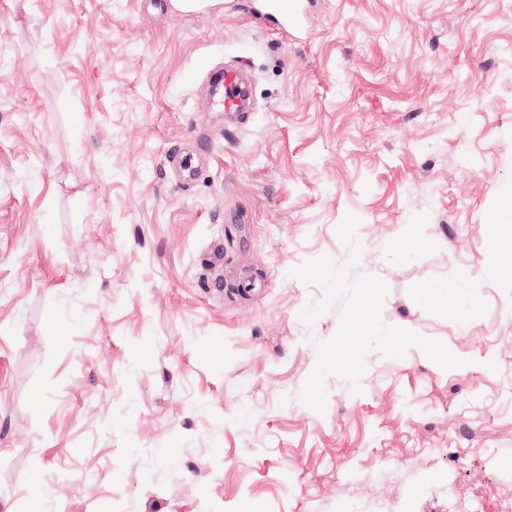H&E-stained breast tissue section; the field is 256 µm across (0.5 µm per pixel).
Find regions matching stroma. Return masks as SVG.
Wrapping results in <instances>:
<instances>
[{"label":"stroma","mask_w":512,"mask_h":512,"mask_svg":"<svg viewBox=\"0 0 512 512\" xmlns=\"http://www.w3.org/2000/svg\"><path fill=\"white\" fill-rule=\"evenodd\" d=\"M0 53V512H504L512 0H317L300 40L247 0H0ZM349 214L383 322L463 364L371 350L321 414L340 308L306 325L292 271L348 263ZM224 93L214 98L211 105L224 109L225 112L238 110L246 99V86L244 84V70L240 68L224 71Z\"/></svg>","instance_id":"35a3bbf8"}]
</instances>
